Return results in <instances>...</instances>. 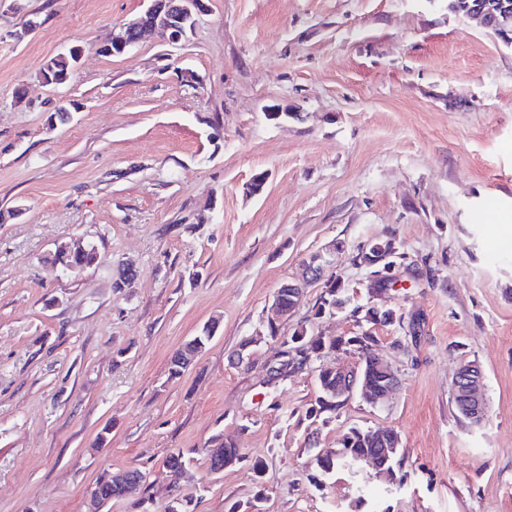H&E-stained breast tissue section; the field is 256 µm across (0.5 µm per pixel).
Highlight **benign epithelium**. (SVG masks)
I'll return each mask as SVG.
<instances>
[{
    "label": "benign epithelium",
    "mask_w": 512,
    "mask_h": 512,
    "mask_svg": "<svg viewBox=\"0 0 512 512\" xmlns=\"http://www.w3.org/2000/svg\"><path fill=\"white\" fill-rule=\"evenodd\" d=\"M164 0H151L147 10L126 23L120 31L112 36V45L115 49L112 54L121 55L128 48L140 43L148 37H163L169 44H178L187 38V31L196 25V16L200 8L205 5L204 0H184L181 4H171L168 8L161 7ZM512 14V3L508 0L489 6L483 0H476L469 5V17L489 32L502 33L503 22ZM386 257L380 255L373 261V265H383L377 273L368 277L367 289L370 291L372 307L379 305L375 300L393 290L395 279L390 274L391 265L385 263ZM290 295V305L283 304L282 296L275 294L273 302L267 312V320L277 323L285 316L294 313L303 297L302 283L295 280L286 284ZM373 371L379 377V383L369 380L360 363L334 371L336 374V399L343 401L358 394L367 402H385L397 390L399 378L393 367L379 355H373ZM483 371L480 365L473 361L462 365L457 371L453 389L461 408L474 424L481 423L487 412V404L482 392ZM117 482L123 487V495L147 483L150 473L130 468L116 476Z\"/></svg>",
    "instance_id": "obj_1"
}]
</instances>
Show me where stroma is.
Here are the masks:
<instances>
[{
    "label": "stroma",
    "instance_id": "1",
    "mask_svg": "<svg viewBox=\"0 0 512 512\" xmlns=\"http://www.w3.org/2000/svg\"><path fill=\"white\" fill-rule=\"evenodd\" d=\"M147 7L0 0V512H87L132 467L162 512L177 451L192 512H512V46L448 0H207L187 40L105 54ZM75 45L70 80L44 83ZM386 237L406 258L385 304L424 319L376 330L400 387L306 418L312 370L262 384L265 311L315 256L365 302L353 257ZM74 243L97 252L77 278L51 262ZM322 287L282 335L358 333L317 315ZM467 361L478 426L453 399ZM355 427L399 434L393 480L316 479L314 454ZM218 437L246 459L214 475ZM482 380L483 371L480 365L473 361L462 365L453 381V389L461 408L476 425L484 420L487 412L486 399L482 392ZM457 398L455 397L457 410L464 416L459 408ZM106 477L107 475L104 474L95 484V487H97L102 497L111 498L112 500L122 498L119 486L113 481H108ZM102 497L96 494L94 488H91L89 491V512H104L105 507L110 504V502Z\"/></svg>",
    "mask_w": 512,
    "mask_h": 512
}]
</instances>
